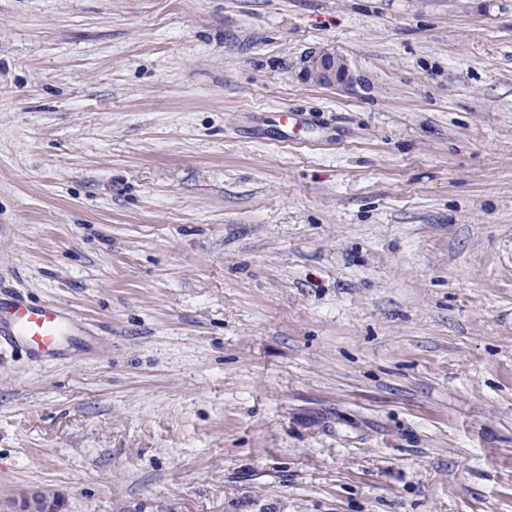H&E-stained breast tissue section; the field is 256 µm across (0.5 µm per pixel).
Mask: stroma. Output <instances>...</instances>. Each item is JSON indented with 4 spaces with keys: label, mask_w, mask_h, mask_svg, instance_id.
Wrapping results in <instances>:
<instances>
[{
    "label": "stroma",
    "mask_w": 512,
    "mask_h": 512,
    "mask_svg": "<svg viewBox=\"0 0 512 512\" xmlns=\"http://www.w3.org/2000/svg\"><path fill=\"white\" fill-rule=\"evenodd\" d=\"M2 289L0 512H512V0H0ZM303 76L308 82L325 87H341L352 91L362 84L350 67L348 60L331 48H323L306 56L303 61ZM92 342L78 317L58 304L30 303L15 292L0 291V345L5 342L31 358L64 352L63 341Z\"/></svg>",
    "instance_id": "stroma-1"
}]
</instances>
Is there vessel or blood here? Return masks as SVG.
I'll return each mask as SVG.
<instances>
[{"instance_id": "1", "label": "vessel or blood", "mask_w": 512, "mask_h": 512, "mask_svg": "<svg viewBox=\"0 0 512 512\" xmlns=\"http://www.w3.org/2000/svg\"><path fill=\"white\" fill-rule=\"evenodd\" d=\"M91 341L78 317L57 304L28 302L14 292L0 293V343L32 358L61 355L65 342Z\"/></svg>"}]
</instances>
